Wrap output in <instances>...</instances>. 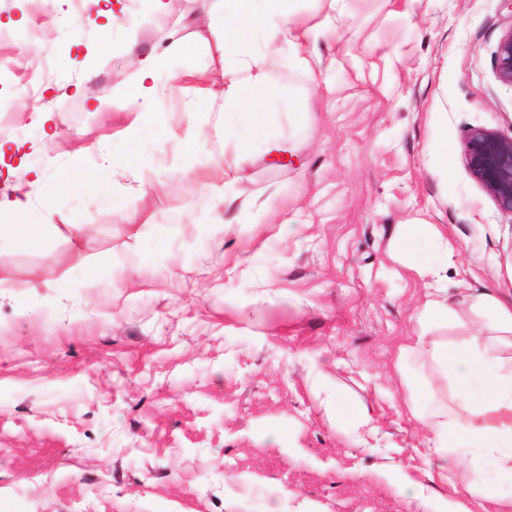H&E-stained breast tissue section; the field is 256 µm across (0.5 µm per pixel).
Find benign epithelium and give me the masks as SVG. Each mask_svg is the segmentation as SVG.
Wrapping results in <instances>:
<instances>
[{"label":"benign epithelium","mask_w":512,"mask_h":512,"mask_svg":"<svg viewBox=\"0 0 512 512\" xmlns=\"http://www.w3.org/2000/svg\"><path fill=\"white\" fill-rule=\"evenodd\" d=\"M496 74L499 81L512 85V28L499 41ZM465 163L470 176L488 192L498 209L512 216V138L486 129L471 130Z\"/></svg>","instance_id":"obj_1"}]
</instances>
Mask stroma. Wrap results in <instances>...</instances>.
<instances>
[{"label":"stroma","mask_w":512,"mask_h":512,"mask_svg":"<svg viewBox=\"0 0 512 512\" xmlns=\"http://www.w3.org/2000/svg\"><path fill=\"white\" fill-rule=\"evenodd\" d=\"M42 2L0 0V186L45 200L53 238L48 251L0 239V512H453L411 414L448 389L428 359L397 357L428 283L456 301L445 338L487 319L473 296L512 302V216L464 161L470 130L512 137V86L496 77L512 0H345L312 43L330 70L273 74L309 105L292 126L286 101L267 106L288 127L287 161L252 134L236 181L275 223L229 230L211 221V184L235 180L221 163L186 175L169 159L153 171L91 156L62 193L30 181L91 145L127 155L128 36L149 50L176 31L179 66L221 70L202 0H166L161 16L121 0L114 22L95 0ZM97 97L111 109L92 111ZM20 99L29 111L9 110ZM185 99L165 101L142 149L184 129ZM141 182L158 192L132 198ZM133 204L163 238L131 234ZM407 224L438 225L453 258L395 249ZM336 398L370 414L368 447L336 422ZM417 485L427 501L410 497Z\"/></svg>","instance_id":"1"}]
</instances>
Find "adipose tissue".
Here are the masks:
<instances>
[{"label":"adipose tissue","mask_w":512,"mask_h":512,"mask_svg":"<svg viewBox=\"0 0 512 512\" xmlns=\"http://www.w3.org/2000/svg\"><path fill=\"white\" fill-rule=\"evenodd\" d=\"M298 0H210L203 23L221 22L219 45L224 52L220 75L204 70L173 71L169 64L183 53L173 33L163 32L160 43L142 55L136 42L126 47L135 67L137 109L124 130L131 147L129 162L147 169L158 168L165 147L141 149L143 130L154 122V111L182 81L192 83L197 100L217 104L216 123L188 125L170 133L168 140L179 148L183 172L206 164L205 148L211 127L224 138V157L236 170L249 164L252 150L248 134L267 125V102L282 95L272 81L281 67L314 76L322 60L306 55L304 45L320 32L330 30L341 0H324L321 21L309 24L298 8ZM261 33L260 47L245 38L247 30ZM168 71V84L156 81L159 71ZM14 216L11 224H0V238L18 237L24 245L50 249L52 240L43 209L25 194L0 196V214ZM492 315L476 331L458 339L433 335L434 327L447 324L451 303L440 289H429L416 314L421 330L402 355L428 357L446 378L452 394L448 404H438L419 414L424 430L423 445L438 469L452 471L455 488L476 486V457L491 459L503 481L512 483V306L484 296Z\"/></svg>","instance_id":"obj_1"}]
</instances>
